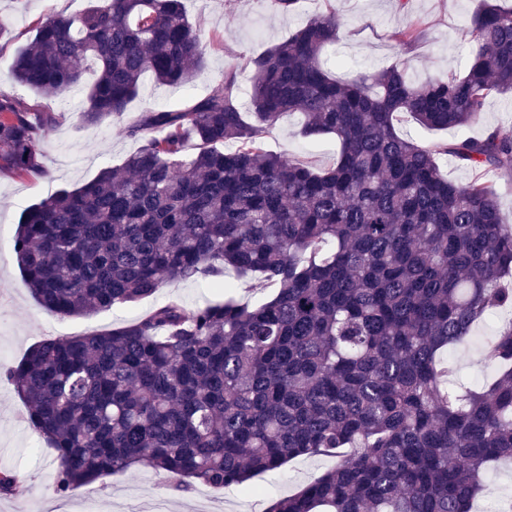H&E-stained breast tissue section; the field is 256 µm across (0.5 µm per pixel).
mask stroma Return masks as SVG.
<instances>
[{
	"label": "stroma",
	"mask_w": 512,
	"mask_h": 512,
	"mask_svg": "<svg viewBox=\"0 0 512 512\" xmlns=\"http://www.w3.org/2000/svg\"><path fill=\"white\" fill-rule=\"evenodd\" d=\"M89 0H0V15L12 21L14 40L0 50V85L7 93L29 99L30 90L15 85L11 70L18 47L34 37L40 15L58 9L83 10ZM192 22L212 47L204 72L190 84L169 86L146 80L124 115L109 123L89 125L78 116L86 96L79 87L65 93L41 95L46 110L59 122L43 144L46 172L41 176L0 174V368L18 363L35 344L59 337L109 331L151 311L156 303L173 299L192 309L220 300L224 291L209 283L178 280L167 283L156 296L131 306H116L89 316L61 318L43 310L26 287L13 251L19 217L28 206L63 188H75L94 179L107 166L122 164L137 151L139 140L129 137L127 126L144 110L176 107L204 94L225 69L244 66L247 59L284 40L309 20L335 15L340 22L335 45L327 52L336 76L347 67L365 72L379 67L406 65L411 78L422 81L439 73H463L469 51L466 19L471 0H298L294 12L273 14L265 0H185ZM413 26L423 36L405 49L391 40L395 29ZM300 115H284L264 135L265 148L315 170L335 166L339 145L332 135L305 137L299 132ZM490 130L512 137V97L492 95L480 121L467 128L477 137ZM498 321L478 324L472 336L452 352V384L482 380L493 371L482 361V348L495 335ZM334 464L325 456L298 457L278 470L252 481L258 495L230 488L215 490L194 484L187 491L172 488L166 474L143 467L131 474L108 475L93 485L61 496L56 492L57 463L25 421V405L6 376L0 375V470L21 474L13 496L0 497V512H136L138 503L157 500L165 512H265L274 497H284L319 476Z\"/></svg>",
	"instance_id": "35a3bbf8"
}]
</instances>
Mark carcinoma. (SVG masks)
I'll list each match as a JSON object with an SVG mask.
<instances>
[{
	"instance_id": "cac0c4a2",
	"label": "carcinoma",
	"mask_w": 512,
	"mask_h": 512,
	"mask_svg": "<svg viewBox=\"0 0 512 512\" xmlns=\"http://www.w3.org/2000/svg\"><path fill=\"white\" fill-rule=\"evenodd\" d=\"M473 2L462 75L416 81L390 66L338 79L321 62L338 24L315 18L249 58V103L232 67L188 105L144 111L122 165L23 213L24 282L59 317L236 275L216 283L222 303L167 300L120 328L45 340L7 369L55 453L57 493L139 467L185 489H246L296 457L332 456L266 512H472L488 469L512 459V321L484 348L492 381L449 387L446 353L512 308V226L489 180L512 175V137L421 144L394 121L463 130L488 97L512 95V9ZM208 49L184 0H92L39 18L11 78L61 93L96 65L81 120L102 124L147 78L190 82ZM287 113L305 137L336 136L334 168L264 148ZM57 124L0 92V173L45 174L41 143ZM448 157L478 175L444 177ZM241 287L272 294L253 305L232 296ZM20 482L1 470L0 496Z\"/></svg>"
}]
</instances>
